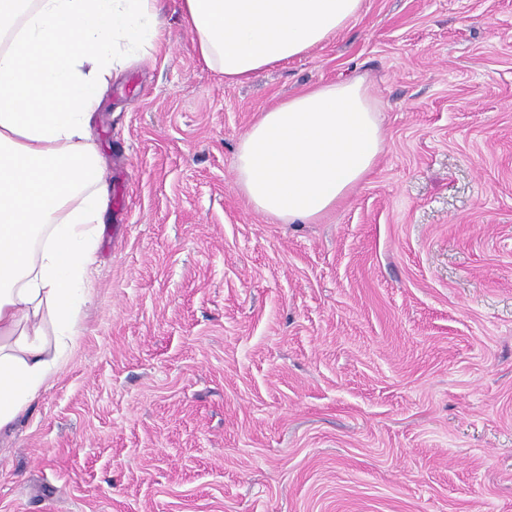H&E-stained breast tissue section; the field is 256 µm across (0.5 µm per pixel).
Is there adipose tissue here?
<instances>
[{
  "label": "adipose tissue",
  "mask_w": 512,
  "mask_h": 512,
  "mask_svg": "<svg viewBox=\"0 0 512 512\" xmlns=\"http://www.w3.org/2000/svg\"><path fill=\"white\" fill-rule=\"evenodd\" d=\"M162 0H0V435L59 368L91 301L109 185L90 133L107 77L159 37ZM202 61L230 83L308 53L362 0H179ZM385 146L363 80L310 88L240 139L236 184L257 213L313 224Z\"/></svg>",
  "instance_id": "1"
}]
</instances>
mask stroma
I'll return each mask as SVG.
<instances>
[{
	"instance_id": "35a3bbf8",
	"label": "stroma",
	"mask_w": 512,
	"mask_h": 512,
	"mask_svg": "<svg viewBox=\"0 0 512 512\" xmlns=\"http://www.w3.org/2000/svg\"><path fill=\"white\" fill-rule=\"evenodd\" d=\"M110 79L81 331L0 442V512H512V0H364L228 84L178 0ZM362 78L385 147L316 224L257 214L260 112Z\"/></svg>"
}]
</instances>
